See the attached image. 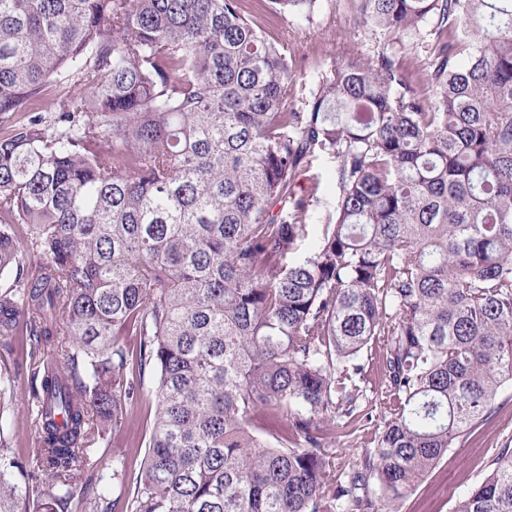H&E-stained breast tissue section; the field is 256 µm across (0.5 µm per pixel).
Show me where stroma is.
Listing matches in <instances>:
<instances>
[{"instance_id": "obj_1", "label": "stroma", "mask_w": 512, "mask_h": 512, "mask_svg": "<svg viewBox=\"0 0 512 512\" xmlns=\"http://www.w3.org/2000/svg\"><path fill=\"white\" fill-rule=\"evenodd\" d=\"M349 0H322L312 21H283L267 16L260 24L267 37H283L293 54L297 80L313 85L320 64L341 62L350 54L367 57L385 52L405 60L413 71L426 68L429 59V33L402 36L388 31L353 24ZM30 341L26 334L0 337V370L14 380L15 398L0 413V428L8 433L13 451L23 465H30L29 454L36 446V419L32 413V368ZM155 379L144 377L142 400L132 407L130 424L111 436L108 445L91 455L96 477L95 490L107 500L122 497V484L112 477V460L125 457L130 472H137L145 455L148 428L155 410ZM500 410L474 435L449 448L436 467L414 491L398 503L399 512H453L457 500L486 476L498 449L512 448V385L499 394Z\"/></svg>"}]
</instances>
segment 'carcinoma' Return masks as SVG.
I'll return each mask as SVG.
<instances>
[{
	"instance_id": "obj_1",
	"label": "carcinoma",
	"mask_w": 512,
	"mask_h": 512,
	"mask_svg": "<svg viewBox=\"0 0 512 512\" xmlns=\"http://www.w3.org/2000/svg\"><path fill=\"white\" fill-rule=\"evenodd\" d=\"M354 2L362 26L436 19L427 68L353 54L303 91L245 0H0V336L25 330L37 357L41 512H397L497 412L512 0ZM317 157L339 196L310 224ZM148 370L147 453L113 463L108 506L89 452ZM371 427L336 470L328 448ZM15 468L0 431V512L30 499ZM453 512H512V448Z\"/></svg>"
}]
</instances>
